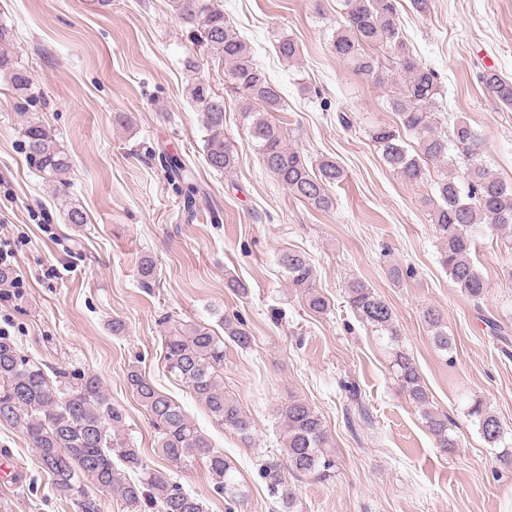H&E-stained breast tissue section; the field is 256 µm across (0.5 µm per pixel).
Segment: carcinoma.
Masks as SVG:
<instances>
[{
    "instance_id": "carcinoma-1",
    "label": "carcinoma",
    "mask_w": 512,
    "mask_h": 512,
    "mask_svg": "<svg viewBox=\"0 0 512 512\" xmlns=\"http://www.w3.org/2000/svg\"><path fill=\"white\" fill-rule=\"evenodd\" d=\"M174 3L179 19L190 27L194 42L222 58L229 66L233 88L262 107L258 112H244L243 120L248 122L265 169L295 198L318 211H331V188L343 180L342 169L335 161L324 159L313 171L307 159L285 143L281 127L272 119V113L283 110L281 90L255 63L250 48L230 27L224 11L215 7L214 0ZM344 6L347 25L336 32L332 52L374 84L386 88L395 83L392 69L379 56L366 51L368 47H382L403 74L402 89L389 98L400 127L378 125L371 139L391 169L416 183L424 175V163L441 162L448 156V139L437 130V75L406 51L396 23V0H344ZM10 36L11 31L0 26V70L11 72L10 83L15 90L28 92L32 86L28 72L10 66ZM277 53L292 62L298 46L284 37L278 42ZM481 80L503 106L512 108V80L494 70L485 71ZM189 98L202 115L207 165L218 173L231 170L235 154L224 139V98L199 77L190 84ZM402 129L416 137L418 153L408 152L400 135ZM22 137L26 160L39 172L55 179L68 169L69 157L42 122H27ZM452 138L470 150V155H476L479 138L468 122L457 120ZM161 161L173 177L186 182L184 197L187 205L194 206L199 190L187 180L191 171L186 163L170 154L161 156ZM437 192L439 201L432 208V221L442 243L441 264L453 283L477 302L485 296L487 282L471 257L475 244L470 228L487 224L498 237L512 243V183L493 176L474 160L463 182L446 176L437 183ZM281 264L288 273L289 285L305 293L307 308L326 312L328 302L314 287L315 274L309 259L299 252H286ZM15 275L13 266H0V299L15 298L9 288ZM347 303L362 321L396 333L392 308L364 282L349 284ZM423 318L433 332L436 347L448 350L451 342L440 311L429 307ZM221 323L222 338L207 327L171 326L163 336L165 367L204 403L217 424L247 443L253 436V420L234 397L224 392L222 372L224 338L244 350L251 348L253 336L237 317L224 316ZM393 368L409 399L423 410L438 447L446 452L457 447L456 440L448 435V415L429 409L426 389L412 359L398 350ZM63 378L64 371L33 361L10 337L0 334V422L17 429L34 448L57 495L72 500L78 512H101L100 500L93 495L95 489L120 503L123 512H146L148 507L158 512H204L197 497L166 472L149 466L140 449L124 436L123 412L108 401L97 376L83 377L76 387ZM126 383L150 418L158 456L167 466L179 469L202 459L217 491L234 503L247 498V486L235 475L236 468L224 457V451L212 445L180 405L160 392L136 365L127 369ZM278 414L283 426L285 463H267L265 474L281 508L291 512L296 493L281 468L324 483L335 476L336 450L322 417L306 401L291 397L281 404ZM469 415L478 420L489 445L502 441L501 423L482 400L473 401ZM114 455L123 469L116 468Z\"/></svg>"
}]
</instances>
